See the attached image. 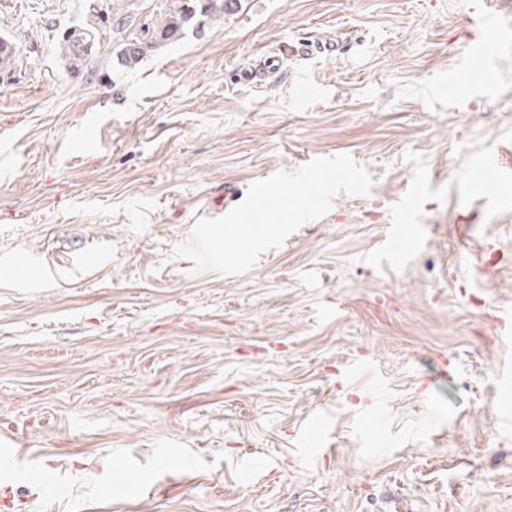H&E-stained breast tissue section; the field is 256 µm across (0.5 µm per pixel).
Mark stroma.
<instances>
[{"instance_id":"obj_1","label":"stroma","mask_w":512,"mask_h":512,"mask_svg":"<svg viewBox=\"0 0 512 512\" xmlns=\"http://www.w3.org/2000/svg\"><path fill=\"white\" fill-rule=\"evenodd\" d=\"M174 2L0 0V512H512V182L477 165H512V15L486 73L485 0H242L113 66ZM338 153L369 195L244 275L176 259L225 183ZM104 24H107L111 29L112 27H115V29L125 27V22L121 17H117L112 24V9L107 7L101 13L91 14L85 21L64 29L58 35V59L68 76L75 79H85L86 82L93 79L92 58L100 52V31L103 30ZM76 35L82 37L84 42H92L93 51L90 57H84L78 51L74 40ZM84 42L79 40L77 46L81 51L88 52V44ZM19 45L8 35L0 34V81L11 78L19 57Z\"/></svg>"}]
</instances>
